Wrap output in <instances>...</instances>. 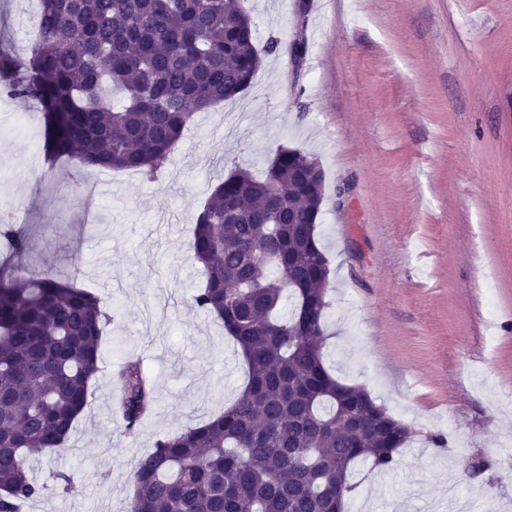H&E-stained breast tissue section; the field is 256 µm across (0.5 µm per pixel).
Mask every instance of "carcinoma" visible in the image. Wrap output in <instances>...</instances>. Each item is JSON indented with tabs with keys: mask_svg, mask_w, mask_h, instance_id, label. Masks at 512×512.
Instances as JSON below:
<instances>
[{
	"mask_svg": "<svg viewBox=\"0 0 512 512\" xmlns=\"http://www.w3.org/2000/svg\"><path fill=\"white\" fill-rule=\"evenodd\" d=\"M26 73L0 85L44 112L52 161L155 175L195 113L245 90L261 65L237 0H40ZM319 163L282 148L257 179L236 169L195 217L205 286L193 305L240 347L233 405L167 434L141 457L128 512H332L352 463L386 471L412 431L322 359L328 259L317 226ZM0 245L31 243L0 218ZM291 312L280 313L283 299ZM101 299L19 263L0 272V512L43 495L28 462L62 448L100 372ZM141 362L117 376L127 433L152 411Z\"/></svg>",
	"mask_w": 512,
	"mask_h": 512,
	"instance_id": "1",
	"label": "carcinoma"
}]
</instances>
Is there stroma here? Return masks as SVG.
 Returning a JSON list of instances; mask_svg holds the SVG:
<instances>
[{"label": "stroma", "instance_id": "1", "mask_svg": "<svg viewBox=\"0 0 512 512\" xmlns=\"http://www.w3.org/2000/svg\"><path fill=\"white\" fill-rule=\"evenodd\" d=\"M240 5L257 47L279 48L195 116L156 178L46 161L12 128L25 117L40 139V106L0 92V206L31 238L27 262L111 315L88 405L63 449L30 461L48 490L24 512H127L157 439L236 399L242 357L192 304L194 217L231 170L263 176L282 148L325 174L324 362L415 433L393 469L353 465L348 512H512V0ZM39 10L0 0V47L26 57ZM130 356L155 383L132 436L112 402Z\"/></svg>", "mask_w": 512, "mask_h": 512}]
</instances>
